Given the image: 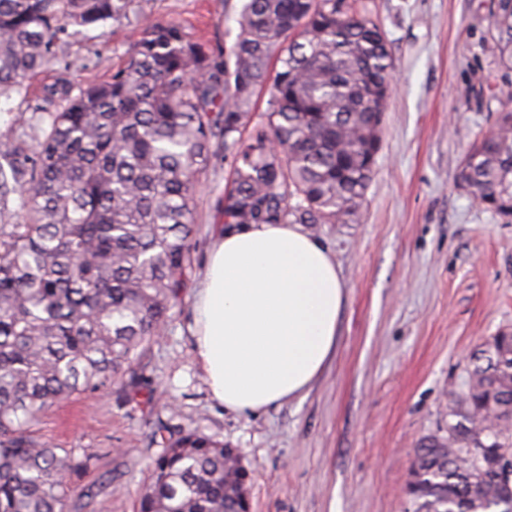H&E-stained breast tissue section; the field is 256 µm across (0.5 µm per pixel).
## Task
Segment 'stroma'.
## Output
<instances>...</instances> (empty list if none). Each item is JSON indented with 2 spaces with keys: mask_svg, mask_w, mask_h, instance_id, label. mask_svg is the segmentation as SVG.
I'll return each instance as SVG.
<instances>
[{
  "mask_svg": "<svg viewBox=\"0 0 512 512\" xmlns=\"http://www.w3.org/2000/svg\"><path fill=\"white\" fill-rule=\"evenodd\" d=\"M385 33L394 85L358 219L322 224L345 299L336 354L305 397L260 413L214 400L192 353L191 304L220 225L228 168L214 158L197 188L182 300L141 359L143 382L82 391L32 427L89 457L69 512H135L162 431H197L236 448L251 512H416L408 491L418 443L448 433L473 356L512 332V216L474 204L461 162L512 109L490 39L491 0H364ZM242 0H150L121 26L62 35L56 62L25 92L0 94V136L33 146L59 77L96 81L101 56L130 52L145 20L178 22L193 41L233 42Z\"/></svg>",
  "mask_w": 512,
  "mask_h": 512,
  "instance_id": "35a3bbf8",
  "label": "stroma"
}]
</instances>
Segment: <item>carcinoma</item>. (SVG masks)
<instances>
[{
  "mask_svg": "<svg viewBox=\"0 0 512 512\" xmlns=\"http://www.w3.org/2000/svg\"><path fill=\"white\" fill-rule=\"evenodd\" d=\"M355 0H244L231 51L150 22L106 80L44 87L48 128L33 155L0 140V512H67L90 458L35 441L31 423L77 391L136 377L185 288L193 195L224 149L222 224H346L381 149L391 55ZM148 0H0V91H21L71 28L121 24ZM491 39L512 70V0H493ZM266 108L253 119L258 96ZM475 202L512 215V110L466 154ZM474 358L448 437L415 452L417 512H512L485 479L512 432L486 419L512 405V334ZM224 444L189 432L153 461L138 512H244Z\"/></svg>",
  "mask_w": 512,
  "mask_h": 512,
  "instance_id": "obj_1",
  "label": "carcinoma"
}]
</instances>
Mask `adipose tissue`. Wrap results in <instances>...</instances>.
Returning a JSON list of instances; mask_svg holds the SVG:
<instances>
[{"label":"adipose tissue","instance_id":"1","mask_svg":"<svg viewBox=\"0 0 512 512\" xmlns=\"http://www.w3.org/2000/svg\"><path fill=\"white\" fill-rule=\"evenodd\" d=\"M343 299L331 251L303 225L220 231L190 327L212 397L255 413L305 395L336 353Z\"/></svg>","mask_w":512,"mask_h":512}]
</instances>
